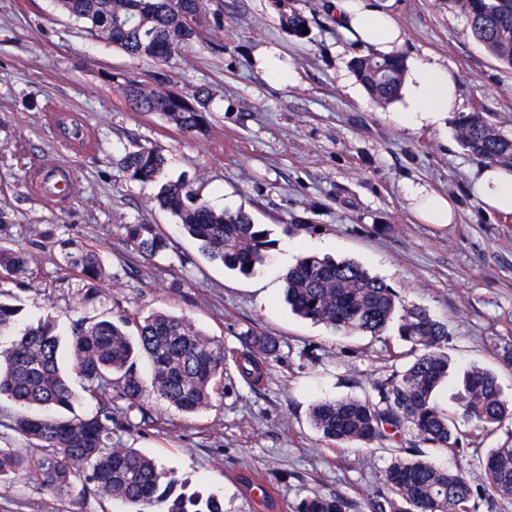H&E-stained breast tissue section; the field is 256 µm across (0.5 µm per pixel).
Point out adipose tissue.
<instances>
[{
  "instance_id": "adipose-tissue-1",
  "label": "adipose tissue",
  "mask_w": 512,
  "mask_h": 512,
  "mask_svg": "<svg viewBox=\"0 0 512 512\" xmlns=\"http://www.w3.org/2000/svg\"><path fill=\"white\" fill-rule=\"evenodd\" d=\"M336 22L359 45L383 56L399 53L404 34L391 9L375 0H333ZM397 121L406 128L442 127L459 108L457 82L442 63L432 60L408 65L401 88ZM473 191L485 210L512 212V172L483 166L472 176ZM406 196L414 216L424 224H449L455 218L452 201L426 185L409 184Z\"/></svg>"
}]
</instances>
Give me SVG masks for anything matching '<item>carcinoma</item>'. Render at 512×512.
Segmentation results:
<instances>
[{
	"label": "carcinoma",
	"instance_id": "1",
	"mask_svg": "<svg viewBox=\"0 0 512 512\" xmlns=\"http://www.w3.org/2000/svg\"><path fill=\"white\" fill-rule=\"evenodd\" d=\"M59 7L82 22L87 31L110 41L135 60L168 62L178 49L203 38L202 22L191 26L190 14H206L203 0H57ZM466 15L471 32L500 63L512 67V0H454ZM288 35L305 39L309 20L288 0H273ZM353 70L368 94L387 106L400 95L405 72L402 57L359 56ZM125 101L139 112H156L184 134L202 130L206 107L202 92L188 98L135 80L123 89ZM463 145L491 166L512 168V138L487 123L480 112L459 126ZM166 159L157 150L138 146L122 159L134 180L160 183L158 205L171 212L180 230L197 240L204 252L224 268L249 274L263 264L274 245L262 224L249 213L216 211L192 186L164 177ZM124 238L144 258L166 252L168 238L155 224H127ZM66 268L83 284L90 301L111 281L99 251L77 239L59 241ZM34 258L27 249L0 247V273L28 278ZM284 298L298 316L347 335L380 336L393 322L411 345L413 360L373 385L362 398L327 399L317 403L311 420L324 441L336 446L388 441L398 447L425 443L453 456L469 454L468 434L456 416L442 408L434 392L448 376V325L427 309L401 303L397 291L371 276L354 261L336 262L314 255L300 258L284 274ZM18 309L0 301V399L18 406L10 428L41 450L33 460L23 448H0V480L33 478L45 491L61 495L75 478L107 501H118L129 512H224L215 496L180 490L181 483L158 469L155 461L134 448L112 445V425L121 416L152 420L149 400L158 398L175 412L194 415L213 405L223 393L224 344L181 314L154 311L144 317L124 314L114 321L75 323L68 371L58 362L53 327L37 323L11 336ZM279 340L252 328L242 334V350L234 356L241 379L250 386L269 376ZM151 363L145 381L135 358ZM96 401L84 416H68L80 395L73 381ZM461 417L484 430L512 418V400L501 391L498 376L473 366L463 378ZM486 483L472 488L460 469L441 467L430 458L396 456L381 476V486L368 499L369 512H477L481 495L512 501V446L492 448L479 461ZM358 504L342 494L305 498L297 512H356Z\"/></svg>",
	"mask_w": 512,
	"mask_h": 512
}]
</instances>
